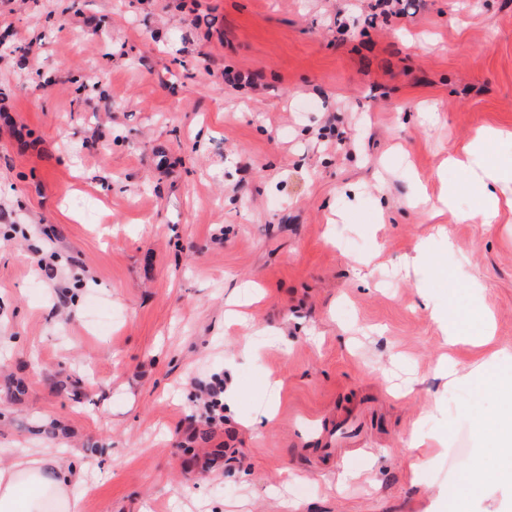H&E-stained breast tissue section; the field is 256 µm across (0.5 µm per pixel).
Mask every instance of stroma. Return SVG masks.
<instances>
[{
	"instance_id": "obj_1",
	"label": "stroma",
	"mask_w": 512,
	"mask_h": 512,
	"mask_svg": "<svg viewBox=\"0 0 512 512\" xmlns=\"http://www.w3.org/2000/svg\"><path fill=\"white\" fill-rule=\"evenodd\" d=\"M374 2L0 0V465L57 453L83 512H493L500 404L435 368L512 373V210L441 163L512 131V0Z\"/></svg>"
}]
</instances>
